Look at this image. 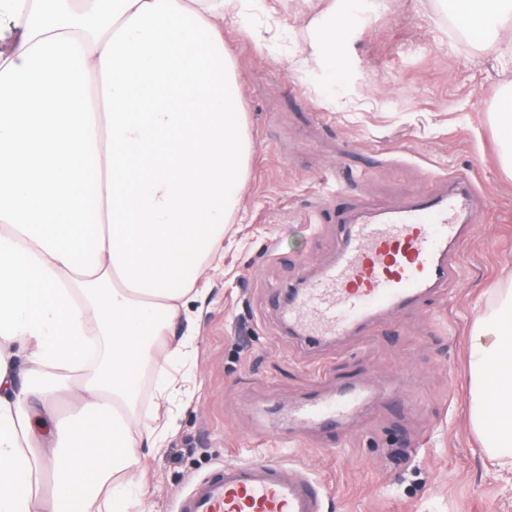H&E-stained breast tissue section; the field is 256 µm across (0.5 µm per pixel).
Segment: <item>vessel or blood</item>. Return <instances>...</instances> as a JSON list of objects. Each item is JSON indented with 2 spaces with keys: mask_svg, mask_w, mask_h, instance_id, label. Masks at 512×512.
Masks as SVG:
<instances>
[{
  "mask_svg": "<svg viewBox=\"0 0 512 512\" xmlns=\"http://www.w3.org/2000/svg\"><path fill=\"white\" fill-rule=\"evenodd\" d=\"M473 189L417 196L401 209L364 213L344 225L336 261L307 281L288 306V324L309 343L353 331L375 313L415 305L454 277L448 251L472 230ZM364 390L346 388L293 412V428L339 423ZM326 485L305 466L257 453L196 480L176 512H323Z\"/></svg>",
  "mask_w": 512,
  "mask_h": 512,
  "instance_id": "b4317fda",
  "label": "vessel or blood"
}]
</instances>
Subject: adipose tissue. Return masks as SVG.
<instances>
[{"mask_svg": "<svg viewBox=\"0 0 512 512\" xmlns=\"http://www.w3.org/2000/svg\"><path fill=\"white\" fill-rule=\"evenodd\" d=\"M242 7L0 0V512H96L104 492L120 505L138 448L158 440L134 411L142 364L245 185L224 49V17ZM452 7L479 39L512 34V0ZM469 360L483 446L511 448V288Z\"/></svg>", "mask_w": 512, "mask_h": 512, "instance_id": "adipose-tissue-1", "label": "adipose tissue"}]
</instances>
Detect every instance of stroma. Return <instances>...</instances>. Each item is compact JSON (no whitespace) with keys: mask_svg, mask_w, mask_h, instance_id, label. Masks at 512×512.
<instances>
[{"mask_svg":"<svg viewBox=\"0 0 512 512\" xmlns=\"http://www.w3.org/2000/svg\"><path fill=\"white\" fill-rule=\"evenodd\" d=\"M332 0H247L224 23L250 153L217 270L199 280L174 333L189 361L156 344L139 405L171 423L141 448L125 512H173L194 479L258 452L327 482L324 512H512V469L486 452L469 411L470 337L512 283V169L499 156L496 98L512 49L463 43L449 0H356L328 56ZM472 182L476 229L448 254L457 275L420 307L383 312L311 345L286 331L277 299L339 252L338 209L386 211L446 180ZM181 385L157 403L155 373ZM355 377L378 388L336 450L310 433L296 449L290 406Z\"/></svg>","mask_w":512,"mask_h":512,"instance_id":"1","label":"stroma"}]
</instances>
